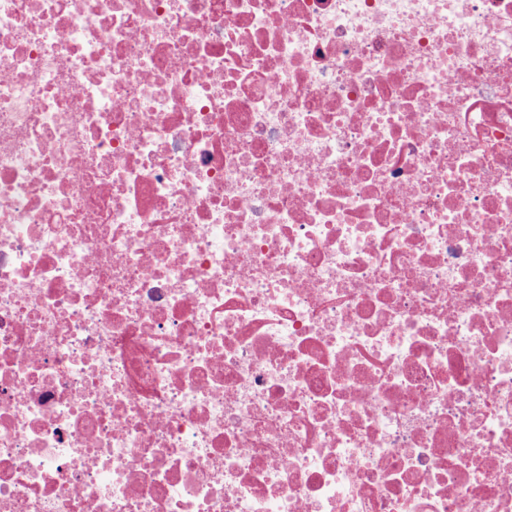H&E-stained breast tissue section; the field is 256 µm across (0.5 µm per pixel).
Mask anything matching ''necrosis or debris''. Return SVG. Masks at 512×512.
<instances>
[{"mask_svg": "<svg viewBox=\"0 0 512 512\" xmlns=\"http://www.w3.org/2000/svg\"><path fill=\"white\" fill-rule=\"evenodd\" d=\"M0 512H512V0H0Z\"/></svg>", "mask_w": 512, "mask_h": 512, "instance_id": "obj_1", "label": "necrosis or debris"}]
</instances>
